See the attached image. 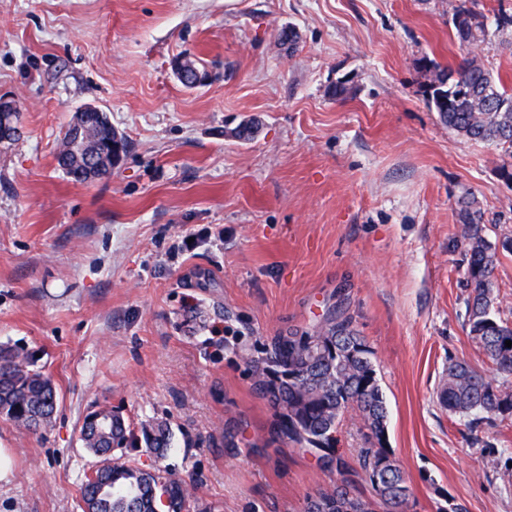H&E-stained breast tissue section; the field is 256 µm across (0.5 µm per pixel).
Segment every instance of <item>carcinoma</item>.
<instances>
[{
  "label": "carcinoma",
  "mask_w": 512,
  "mask_h": 512,
  "mask_svg": "<svg viewBox=\"0 0 512 512\" xmlns=\"http://www.w3.org/2000/svg\"><path fill=\"white\" fill-rule=\"evenodd\" d=\"M466 13L474 23L463 35L454 31L462 46L481 43L490 29L512 31V12L503 8L488 16L463 5L453 14ZM471 98L443 105L436 94L428 96L431 107L449 130L476 142L512 148V92L480 61L465 58L455 69ZM112 126L89 123L80 139L64 135L56 160L75 161L87 149L112 138ZM460 222L469 238L466 266L471 292L466 300L468 336L491 363L488 372L467 362L452 360L442 378L438 400L448 412L474 425L483 415L500 422L512 420V386L500 376H512V320L501 316L492 273L504 253H512V238L489 241L479 224L482 212L473 198L462 200ZM360 347L357 355H343L346 347ZM254 389L275 410L273 439L287 441L314 456L325 468L345 467L336 448V431L345 416H359L366 447L359 451L362 479L371 489L366 496L343 480L307 499L304 512H406L409 486L396 462L383 472L374 461L388 454L379 435L386 431L388 409L376 377L373 351L354 328L352 317L334 309L311 331L289 332L275 337L253 361ZM57 394L51 378L34 364L32 356L10 346H0V418L37 430L52 423ZM83 447L96 465L80 487L83 512H208L190 500L186 482L161 469H146L136 461H116L113 453L143 448L162 457L173 446L174 433L164 419L135 428L120 408L99 405L85 414L80 427Z\"/></svg>",
  "instance_id": "obj_1"
}]
</instances>
